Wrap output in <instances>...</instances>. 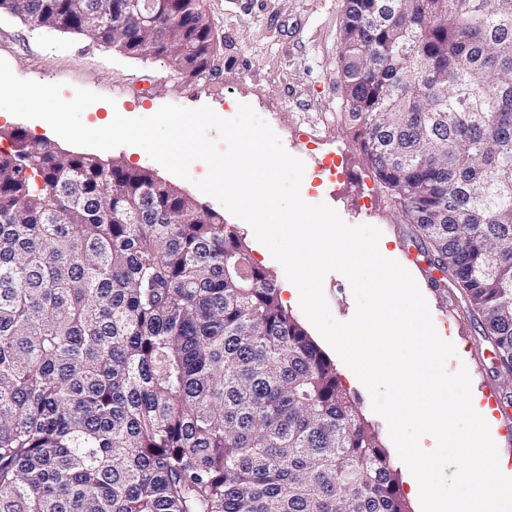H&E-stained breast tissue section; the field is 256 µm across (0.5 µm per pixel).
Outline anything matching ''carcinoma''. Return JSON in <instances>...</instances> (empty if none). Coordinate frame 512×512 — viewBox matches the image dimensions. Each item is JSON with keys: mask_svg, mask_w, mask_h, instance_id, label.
Returning a JSON list of instances; mask_svg holds the SVG:
<instances>
[{"mask_svg": "<svg viewBox=\"0 0 512 512\" xmlns=\"http://www.w3.org/2000/svg\"><path fill=\"white\" fill-rule=\"evenodd\" d=\"M345 109L512 379V0H344ZM201 79L204 0H0ZM0 154V512H408L335 364L224 214L147 169Z\"/></svg>", "mask_w": 512, "mask_h": 512, "instance_id": "carcinoma-1", "label": "carcinoma"}]
</instances>
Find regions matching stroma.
Here are the masks:
<instances>
[{"label": "stroma", "instance_id": "1", "mask_svg": "<svg viewBox=\"0 0 512 512\" xmlns=\"http://www.w3.org/2000/svg\"><path fill=\"white\" fill-rule=\"evenodd\" d=\"M344 0H205L213 23L217 52L212 73L186 81L158 59L131 58L97 43L92 37L37 29L9 14H0V58L14 74L39 83L63 84L71 97L84 88L113 98L126 117H146L162 105L211 107L220 117L236 115L240 104L250 105L280 137L285 149L303 160L300 196L310 205L334 208L350 225L369 224L381 230V246L416 274L426 288L435 325L459 352L447 361V371L467 369L471 387L479 394L512 392V382L497 376L494 352L480 336L465 304L454 289L432 287L433 270L426 255L407 231V219L390 191L379 186L358 148L356 130L345 113L341 77L340 24ZM320 126L322 141L309 147L304 122ZM329 156L341 157L342 177L318 168ZM373 188L370 207L362 195ZM323 293L335 319L350 320L356 303L349 280L328 273ZM461 318L452 319L449 309ZM344 389L375 428L383 448H390L386 420L372 409L363 384L351 382L349 368L330 353Z\"/></svg>", "mask_w": 512, "mask_h": 512}]
</instances>
